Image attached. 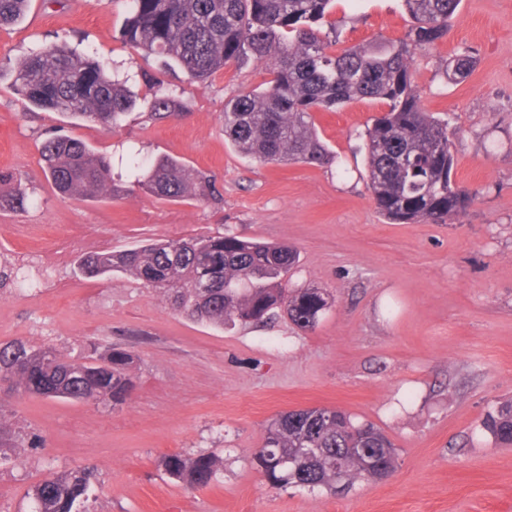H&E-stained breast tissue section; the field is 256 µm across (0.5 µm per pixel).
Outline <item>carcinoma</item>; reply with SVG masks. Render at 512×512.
<instances>
[{
  "label": "carcinoma",
  "mask_w": 512,
  "mask_h": 512,
  "mask_svg": "<svg viewBox=\"0 0 512 512\" xmlns=\"http://www.w3.org/2000/svg\"><path fill=\"white\" fill-rule=\"evenodd\" d=\"M404 2L414 20L406 37L340 50L316 28L331 0H129L122 36L136 48L169 58L198 81L247 56L269 66L264 89L224 104V135L239 152L263 163L334 162L311 113L355 98L384 101L387 110L367 128L364 143L376 207L395 224H445L465 210L468 198L451 180L455 157L448 122L424 108L412 61L417 49L448 35L460 0ZM28 5L29 0H0V27L19 22ZM471 66L468 53L457 54L446 62L444 76L463 79ZM127 82L111 75L98 57L61 44L31 51L16 70L14 88L39 109L110 129L136 106ZM174 110L175 101L162 93L150 117L163 119ZM41 160L62 194L112 198L126 192L112 175L111 160L77 137L46 140ZM129 168L137 173V186L160 199L201 200L217 193L209 176L174 158L160 157L147 166L133 152ZM13 182V175L0 172V209L28 203ZM297 263V252L288 245L227 234L92 254L80 267L89 276L128 273L195 322L246 327L286 315L296 327L312 330L327 309V294L288 288ZM134 365V355L123 348L75 363L49 346L0 342V382L22 394L120 404L132 388ZM482 427L496 442L512 446V399L488 412ZM252 463L272 489L294 485L315 491L338 483L346 488L358 479L383 480L395 471L397 455L375 424L339 409L313 407L271 420ZM162 466L169 478L197 488L216 479L224 460L175 453L165 456ZM94 478L89 467L48 476L34 489L36 512H85Z\"/></svg>",
  "instance_id": "carcinoma-1"
}]
</instances>
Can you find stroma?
<instances>
[{
	"instance_id": "35a3bbf8",
	"label": "stroma",
	"mask_w": 512,
	"mask_h": 512,
	"mask_svg": "<svg viewBox=\"0 0 512 512\" xmlns=\"http://www.w3.org/2000/svg\"><path fill=\"white\" fill-rule=\"evenodd\" d=\"M127 11L125 0H30L23 20L0 28V172L30 197L24 210H0V341L22 338L75 362L94 345L136 358L134 386L116 406L0 391V413L26 442L0 450V512H32L34 487L78 466L97 471L87 512H512V447L481 426L512 397V0H461L447 37L413 57L426 110L449 122L452 179L472 198L447 224L378 213L362 146L383 101L313 112L335 162L260 163L225 138L223 113L269 81L264 65L246 57L191 81L123 39ZM327 20L343 46L400 39L413 26L403 0H333ZM63 43L132 76L138 104L116 130L70 125L15 93L18 61ZM465 51L472 71L446 81V61ZM161 87L178 111L153 120ZM63 133L116 162L133 149L149 162L181 160L221 196H62L40 148ZM227 233L297 250L292 287L332 300L314 329L196 323L126 273L91 277L78 266L152 239ZM20 250L53 266L32 296L14 280L34 273ZM311 407L380 427L398 452L393 476L343 494L270 489L250 456L270 419ZM171 453L214 454L224 469L189 488L165 474Z\"/></svg>"
}]
</instances>
